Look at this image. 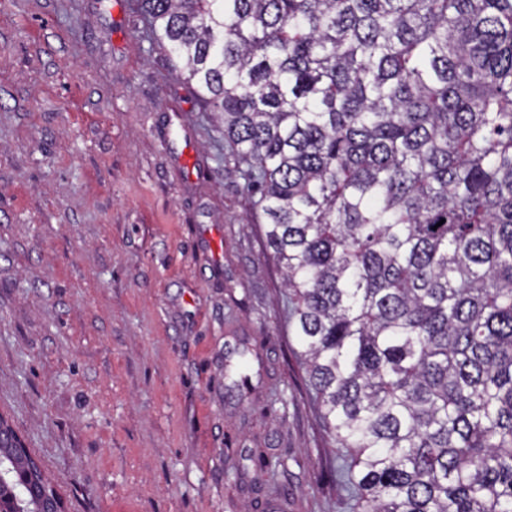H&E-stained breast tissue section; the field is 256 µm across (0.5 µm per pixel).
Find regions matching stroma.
<instances>
[{"instance_id":"obj_1","label":"stroma","mask_w":512,"mask_h":512,"mask_svg":"<svg viewBox=\"0 0 512 512\" xmlns=\"http://www.w3.org/2000/svg\"><path fill=\"white\" fill-rule=\"evenodd\" d=\"M226 156L139 0H0V414L64 512H346Z\"/></svg>"}]
</instances>
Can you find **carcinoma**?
<instances>
[{
    "label": "carcinoma",
    "mask_w": 512,
    "mask_h": 512,
    "mask_svg": "<svg viewBox=\"0 0 512 512\" xmlns=\"http://www.w3.org/2000/svg\"><path fill=\"white\" fill-rule=\"evenodd\" d=\"M140 4L255 197L351 512H512V0Z\"/></svg>",
    "instance_id": "cac0c4a2"
}]
</instances>
